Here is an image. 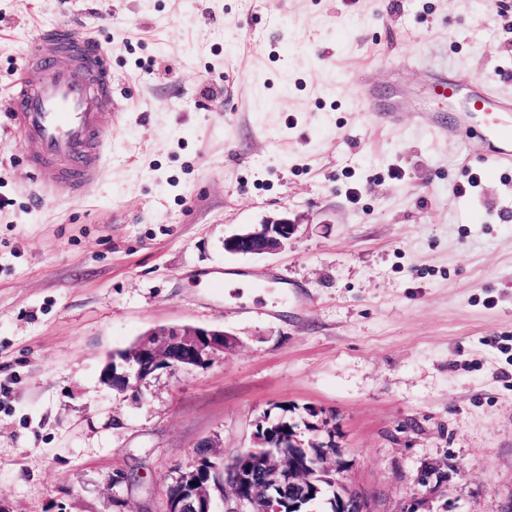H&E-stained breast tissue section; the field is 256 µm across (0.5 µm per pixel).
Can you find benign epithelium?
<instances>
[{"label":"benign epithelium","instance_id":"7a95c632","mask_svg":"<svg viewBox=\"0 0 512 512\" xmlns=\"http://www.w3.org/2000/svg\"><path fill=\"white\" fill-rule=\"evenodd\" d=\"M299 224L286 216L270 218L246 227L224 238V251L235 255H261L279 252L295 238ZM233 343L231 334L222 329L197 326H169L143 334L132 347L119 353L120 362L110 359L101 372L104 384L120 391H137L138 385L160 369L193 372L205 369L224 358V350ZM290 448H300L303 457L285 458L266 446V431L256 433L257 446L249 449L253 461L249 474L235 482L224 479L223 468L210 463L214 477L208 478L199 490L188 485L197 480V472L177 470L165 492L164 512H213V490H228L235 507L227 512H284L275 497L286 501L285 495L302 496L315 487L322 472L320 456L313 445L300 439V433L290 428L283 435ZM336 512H375L371 499L348 490L338 479Z\"/></svg>","mask_w":512,"mask_h":512}]
</instances>
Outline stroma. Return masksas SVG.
I'll use <instances>...</instances> for the list:
<instances>
[{
	"mask_svg": "<svg viewBox=\"0 0 512 512\" xmlns=\"http://www.w3.org/2000/svg\"><path fill=\"white\" fill-rule=\"evenodd\" d=\"M60 22L112 66L78 197L39 196L4 115ZM433 66L512 94V0H0V512H162L200 442L223 462L266 418L336 448L377 512L512 507V173L428 135L455 112ZM367 85L404 99L398 123ZM283 215L292 247L225 253ZM180 325L234 342L135 394L102 384Z\"/></svg>",
	"mask_w": 512,
	"mask_h": 512,
	"instance_id": "stroma-1",
	"label": "stroma"
}]
</instances>
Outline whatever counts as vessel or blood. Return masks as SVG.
I'll return each mask as SVG.
<instances>
[{"instance_id": "obj_1", "label": "vessel or blood", "mask_w": 512, "mask_h": 512, "mask_svg": "<svg viewBox=\"0 0 512 512\" xmlns=\"http://www.w3.org/2000/svg\"><path fill=\"white\" fill-rule=\"evenodd\" d=\"M73 63L57 66L59 53ZM96 71L89 80L88 71ZM435 88L463 93L465 109L432 127L434 135L459 139L469 155L493 168H512V95L485 84L459 86L448 69L431 71ZM112 98V72L88 34L59 24L33 35L20 76L12 85L7 118L27 148V160L46 185L82 194L98 176L102 116Z\"/></svg>"}]
</instances>
